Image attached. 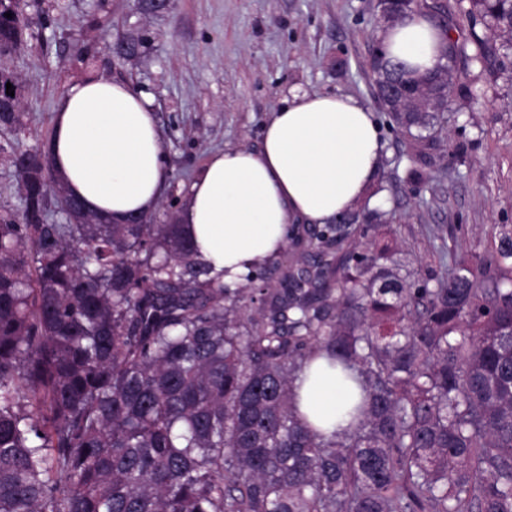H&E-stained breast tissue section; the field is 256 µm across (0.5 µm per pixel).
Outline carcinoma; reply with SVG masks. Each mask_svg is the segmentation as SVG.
Listing matches in <instances>:
<instances>
[{"instance_id": "carcinoma-1", "label": "carcinoma", "mask_w": 512, "mask_h": 512, "mask_svg": "<svg viewBox=\"0 0 512 512\" xmlns=\"http://www.w3.org/2000/svg\"><path fill=\"white\" fill-rule=\"evenodd\" d=\"M24 0H0V56ZM512 56V0H472ZM11 16H5V13ZM441 28L420 73L377 44L373 86L413 158L433 143L454 62L439 0L395 3ZM12 84L14 96L6 94ZM0 71V106L20 99ZM22 207L0 201V512H512V234L415 287L364 203L296 243L271 288H230L168 215L47 220L78 206L40 146H0ZM317 356L360 384L357 423L325 436L292 405Z\"/></svg>"}]
</instances>
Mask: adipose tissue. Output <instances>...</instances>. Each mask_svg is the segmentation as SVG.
I'll return each instance as SVG.
<instances>
[{"mask_svg":"<svg viewBox=\"0 0 512 512\" xmlns=\"http://www.w3.org/2000/svg\"><path fill=\"white\" fill-rule=\"evenodd\" d=\"M419 71L444 65L443 36L415 13L380 34ZM383 143L371 108L342 94L296 93L273 112L259 148L212 153L178 214L202 260L228 285L272 259L294 224H329L354 210L378 176ZM49 156L70 195L119 223L155 211L166 189L165 141L147 96L96 76L71 84L54 113ZM298 413L324 433L343 431L352 385L324 359L292 387Z\"/></svg>","mask_w":512,"mask_h":512,"instance_id":"ef3b65f1","label":"adipose tissue"}]
</instances>
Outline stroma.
I'll return each instance as SVG.
<instances>
[{"label": "stroma", "instance_id": "obj_1", "mask_svg": "<svg viewBox=\"0 0 512 512\" xmlns=\"http://www.w3.org/2000/svg\"><path fill=\"white\" fill-rule=\"evenodd\" d=\"M23 43L0 58L21 86L24 142L52 133L54 106L74 81L105 75L148 94L170 171L157 215L178 210L208 156L258 148L264 124L292 90L373 103L367 60L384 23L377 0H172L143 15L136 0H27ZM144 44L124 60L112 45ZM462 88L433 149L406 155L385 122L379 180L397 241L413 265L439 276L435 249L481 252L512 226V65L458 59ZM425 174L407 179L410 168Z\"/></svg>", "mask_w": 512, "mask_h": 512}]
</instances>
